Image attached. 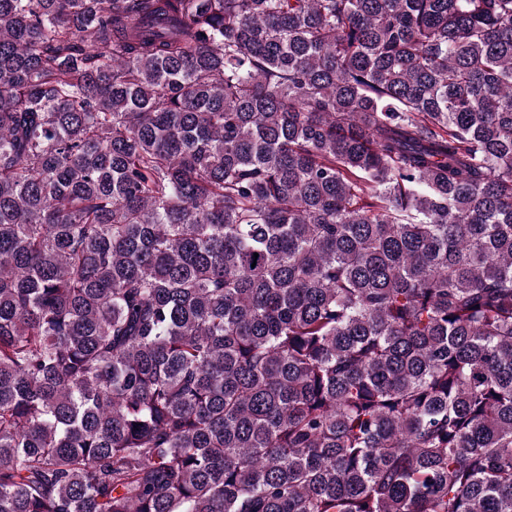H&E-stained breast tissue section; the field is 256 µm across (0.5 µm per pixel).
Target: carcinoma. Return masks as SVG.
I'll list each match as a JSON object with an SVG mask.
<instances>
[{
  "label": "carcinoma",
  "mask_w": 512,
  "mask_h": 512,
  "mask_svg": "<svg viewBox=\"0 0 512 512\" xmlns=\"http://www.w3.org/2000/svg\"><path fill=\"white\" fill-rule=\"evenodd\" d=\"M0 512H512V0H0Z\"/></svg>",
  "instance_id": "1"
}]
</instances>
